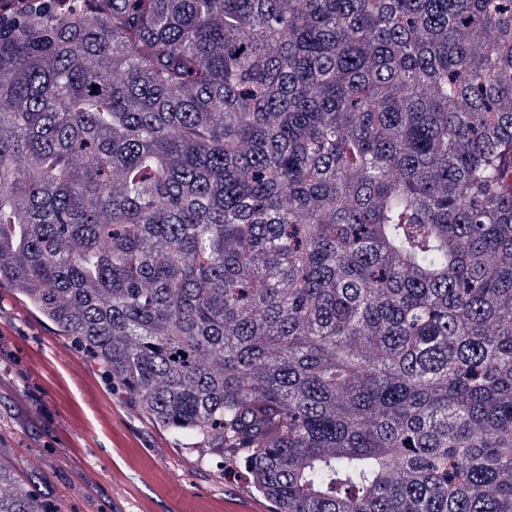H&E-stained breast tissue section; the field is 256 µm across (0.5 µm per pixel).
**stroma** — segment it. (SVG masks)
<instances>
[{"mask_svg": "<svg viewBox=\"0 0 512 512\" xmlns=\"http://www.w3.org/2000/svg\"><path fill=\"white\" fill-rule=\"evenodd\" d=\"M0 463L59 512H194L250 493L241 460L153 422L106 370L0 283Z\"/></svg>", "mask_w": 512, "mask_h": 512, "instance_id": "1", "label": "stroma"}]
</instances>
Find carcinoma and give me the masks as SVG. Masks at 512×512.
Returning <instances> with one entry per match:
<instances>
[{
    "label": "carcinoma",
    "mask_w": 512,
    "mask_h": 512,
    "mask_svg": "<svg viewBox=\"0 0 512 512\" xmlns=\"http://www.w3.org/2000/svg\"><path fill=\"white\" fill-rule=\"evenodd\" d=\"M0 281L277 512H512V0H0Z\"/></svg>",
    "instance_id": "cac0c4a2"
}]
</instances>
